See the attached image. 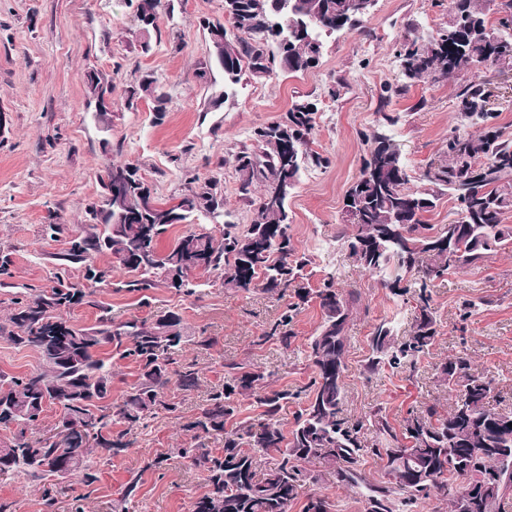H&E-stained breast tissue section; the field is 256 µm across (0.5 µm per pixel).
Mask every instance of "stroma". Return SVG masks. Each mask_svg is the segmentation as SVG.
Returning <instances> with one entry per match:
<instances>
[{
	"mask_svg": "<svg viewBox=\"0 0 512 512\" xmlns=\"http://www.w3.org/2000/svg\"><path fill=\"white\" fill-rule=\"evenodd\" d=\"M205 18L223 20L224 0H175L173 16L161 18V33L152 37L145 54L127 0H0V255H9L12 272L0 285V320L22 289L47 290L63 280L85 294L82 304L65 313L75 327L94 324L101 305L111 306L118 321L151 320L175 311L188 335L217 340L208 350L187 346L199 384L174 392L177 414L156 415L139 431L134 448L101 460L93 485L84 486L76 476L57 479L55 512H71L77 500L85 512H112L119 502L126 512H190L192 501L207 490L206 475L171 451L194 447L181 422L198 412L210 390L223 385L225 365L260 369L276 390L294 391L309 383L313 369L305 344L324 318L318 300L294 316L290 346L261 345L258 336L287 312L290 297L210 282L190 297L163 287L130 292L122 287L125 271L115 270L111 283L98 284L85 279L83 265L57 259L69 235L84 225L85 208L98 193L96 177L111 162L137 164L162 202L189 193L196 183L217 180L225 220L250 224L264 188L240 193L236 156L256 150L254 129L279 120L298 100L317 106L311 148L328 163L303 170L288 200L291 242L296 255L308 261L306 287H321L331 273L339 290L358 297L348 330L345 415L356 419L380 406L398 427L422 406L434 403L448 410L455 393L439 386L436 373L460 353L492 379L491 405L512 410V250L435 280L430 288L437 320L433 345L420 354L414 371L387 368L369 374L365 364L374 326L391 322L396 342L407 341L416 304L393 295L337 239L347 222L344 194L374 131L392 138L411 184H419L429 165L442 159L450 130L461 124L458 94L465 85L483 84L495 114L491 126L512 137V69H468L401 88L396 47L411 27L427 32L445 25L448 0H378L359 28L326 39L314 69L270 78L244 75L230 98L214 108L210 97L224 77L218 70L199 76L210 52L201 25ZM93 68L115 79L112 126L106 131L85 106L86 75ZM146 74L167 99L164 116H156L147 99L132 109L125 106L126 87ZM385 112L397 116V123L383 122ZM52 222L66 225V234L50 237L46 226ZM466 301L475 309L465 319ZM159 456L162 466L150 468ZM307 468L317 481L304 487L290 512H303L305 496L314 493L328 496L334 512H364L359 496L337 487L327 467L313 461ZM133 479L136 491L121 500ZM42 490L39 480L0 479V501L12 503L15 512H45Z\"/></svg>",
	"mask_w": 512,
	"mask_h": 512,
	"instance_id": "stroma-1",
	"label": "stroma"
}]
</instances>
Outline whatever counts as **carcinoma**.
<instances>
[{"label": "carcinoma", "instance_id": "obj_1", "mask_svg": "<svg viewBox=\"0 0 512 512\" xmlns=\"http://www.w3.org/2000/svg\"><path fill=\"white\" fill-rule=\"evenodd\" d=\"M145 33L159 31L162 11H173V0H129ZM257 0H224L228 24L203 20L214 52V63L204 64L203 77L216 67L224 81L237 83L248 72L255 77L278 72H305L317 66L322 36L351 30L358 23L357 0H273L261 10ZM505 17L495 28L485 18L478 0H449L448 22L422 38L408 32L396 48L402 91L426 79L447 77L469 69L476 57L489 64L512 55V0H502ZM112 75L92 69L86 77L87 104H95L99 121L110 126L112 111L102 105L112 99ZM128 108L150 97L154 111H166V99L150 75L125 90ZM462 120L477 125L489 118L485 90L464 87L459 95ZM312 102L298 101L280 120L254 131L261 152L243 151L236 157L239 190L247 195L253 186L264 187V197L278 195L275 205L260 203L250 224H225L220 235L206 227L189 230L167 248L160 247L170 227L204 212L218 217L224 198L211 185L180 197L173 207L154 197L151 186L132 163H110L97 175L98 197L86 210L89 224L69 241L60 260L82 263L92 252H108L106 267H86V277L107 283L112 271L134 274L124 283L130 291L163 286L191 296L198 283L194 274H208L226 288L259 289L283 297L294 290L298 302L270 328L266 338L288 347L294 338L288 326L310 295L319 299L324 321L308 338L307 359L313 377L304 391L267 390L264 372L244 364L224 365V386L208 396L199 412L183 425L198 441L194 448H175L172 454L186 459L207 474V491L192 503L191 512H289L304 485L313 476L304 467L318 460L332 469L336 485L355 491L365 512H414L419 500L435 494L448 500L450 512H501L512 494V412L489 408L492 381L472 369L470 359L458 354L439 368V385L458 392L446 412L432 403L411 413L401 429L393 427L382 409L364 414L352 423L343 416L345 354L348 325L358 298L335 288L334 275L312 291L293 288L305 262L294 254L289 234L287 200L298 183L303 166L321 167L326 158L310 149L315 129ZM444 162L424 175L427 186L413 189L399 148L381 132L371 137L367 158L359 175L346 190L343 209L350 230L340 239L367 271L383 277L394 294L405 292L400 284L419 274V314L408 340L396 343L393 328L377 324L370 336L372 356L366 366L373 374L389 365L411 364L432 346L436 319L429 304L428 282L451 269L476 266L512 247V228L502 224L512 210V138L494 128L478 134L454 128L448 133ZM130 169V178L116 185L114 172ZM448 190L456 202L458 218L447 224H428L429 212ZM430 263H424V258ZM189 273L180 283L172 271ZM82 290L58 281L49 291L29 288L19 293L0 335L18 346L36 350L42 369L13 376L0 383V397L16 412L0 415V429L9 437L0 440V478L26 476L36 480L57 477L58 470L78 472L90 486L97 481L94 459L112 456L131 447L147 420L161 412L173 414L172 385L183 390L196 387L194 363L182 362L191 344L210 349L212 336L187 335L181 316L168 311L151 321L116 323L109 307L91 327L76 328L62 313L82 301ZM132 358L139 367L138 380L122 401L114 403L112 358ZM304 398L289 434L280 429L279 414L290 400ZM243 398L264 408L256 423H226L238 413ZM49 404L61 408L56 433L37 438L33 427ZM119 422L123 429L112 430ZM369 426L370 445L359 438ZM224 436L222 452L205 447V440ZM382 463L384 480H370L361 469L363 457ZM403 468L393 471L395 461ZM497 485L489 500L477 489L486 480ZM334 504L321 494L308 496L303 512H332Z\"/></svg>", "mask_w": 512, "mask_h": 512}]
</instances>
